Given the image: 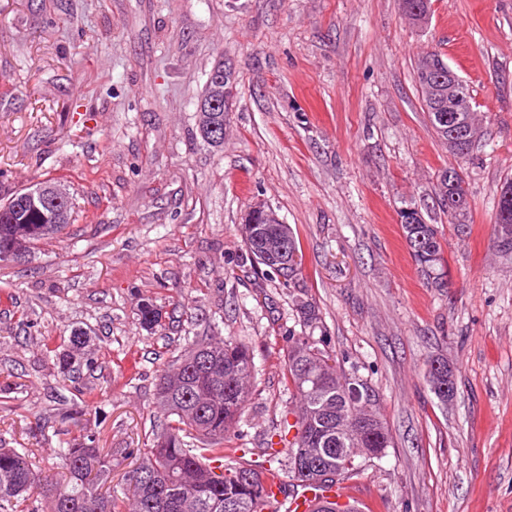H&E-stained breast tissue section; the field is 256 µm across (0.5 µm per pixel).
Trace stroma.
Masks as SVG:
<instances>
[{
  "label": "stroma",
  "instance_id": "1",
  "mask_svg": "<svg viewBox=\"0 0 512 512\" xmlns=\"http://www.w3.org/2000/svg\"><path fill=\"white\" fill-rule=\"evenodd\" d=\"M442 54L467 85L481 137L454 159L431 126L416 62ZM235 79L224 146L195 113L208 72ZM455 165L473 226L440 214ZM512 177V0H0V199L64 182L78 215L29 260L0 262V446L44 473L93 436L121 489L161 419L155 386L193 341L254 354L252 395L228 448L266 463L293 406L288 298L319 306L330 343L379 396L391 446L350 481L367 512H512V264L493 246ZM272 204L300 241L286 286L237 266L240 222ZM436 221L448 285L433 288L398 211ZM162 317L144 328L143 299ZM89 361L62 372L72 330ZM447 359L441 404L427 381ZM452 170L456 171V168L454 166H448L444 168L441 171V174L443 171ZM441 174L439 175V194L436 200V204L438 206V209L442 211L444 215L448 216V222L449 224H455V227L457 228V231L466 235L470 234L471 232V226H472V210L471 205L469 201H465L464 206L454 210L451 213H448V198H451L453 195V191L451 190L449 185H446L441 180ZM446 197V198H445ZM448 197V198H447ZM437 364V367L434 365ZM428 383L436 398L443 404L453 398L456 392L453 372L448 368V362L436 358L429 362L427 370Z\"/></svg>",
  "mask_w": 512,
  "mask_h": 512
}]
</instances>
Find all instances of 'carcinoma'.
Wrapping results in <instances>:
<instances>
[{
  "label": "carcinoma",
  "mask_w": 512,
  "mask_h": 512,
  "mask_svg": "<svg viewBox=\"0 0 512 512\" xmlns=\"http://www.w3.org/2000/svg\"><path fill=\"white\" fill-rule=\"evenodd\" d=\"M404 9L418 25L427 23L429 0H404ZM416 64V79L431 126L448 140L446 124L431 111L432 96L448 82V64L438 51L423 55ZM233 93V74L220 86L205 84L203 97L222 100ZM25 190H16L0 200V261L27 258L37 242L60 233L65 216L73 221L75 203L38 200L22 204ZM450 186L442 183L436 200L448 222L466 235L471 232L470 202L448 212ZM277 211L265 202L254 204L245 214L241 233L246 259L263 266L267 277L280 278L277 262L264 250V239L287 236L288 251L295 254V267L288 282L301 273L300 243L287 224L275 219ZM403 235L427 283L445 287L447 261L437 225H402ZM423 237L424 248L415 239ZM300 329L286 336L284 376L296 395L293 421H283L279 441L285 451L268 448L269 462L288 456L286 468H267L281 487L293 496L312 489L321 493L356 476L363 464L380 459L391 445V436L380 413L376 394L367 381L341 367L330 349L328 331L316 302L302 294H290ZM142 325L158 323L159 312L147 299L140 304ZM255 368L250 349L229 337L214 336L188 347L176 363L165 370L156 384L157 407L164 416L161 429L152 431V445L126 478L131 509L125 500L102 489L112 475L111 460L89 440L57 449L68 471L67 482L34 470L24 448L0 447V512H25L21 506L32 494L46 502V512H256L264 492L263 472L242 456L224 454V439L236 433L242 411L251 394ZM428 383L443 404L456 392L448 362H429ZM292 438H287V435ZM308 512H358L354 505L318 501Z\"/></svg>",
  "instance_id": "cac0c4a2"
}]
</instances>
